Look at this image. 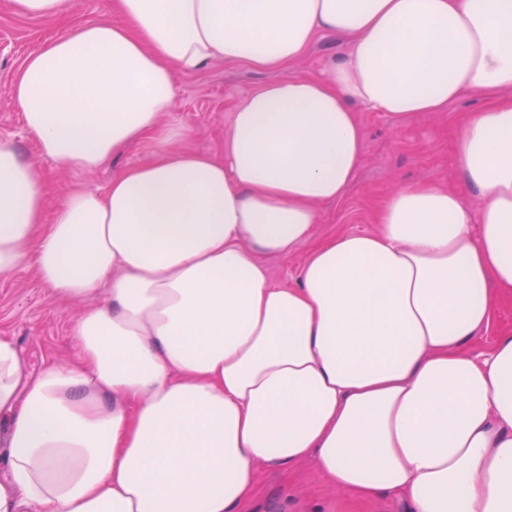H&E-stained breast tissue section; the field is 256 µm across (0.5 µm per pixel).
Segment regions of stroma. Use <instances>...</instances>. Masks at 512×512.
<instances>
[{
    "label": "stroma",
    "instance_id": "stroma-1",
    "mask_svg": "<svg viewBox=\"0 0 512 512\" xmlns=\"http://www.w3.org/2000/svg\"><path fill=\"white\" fill-rule=\"evenodd\" d=\"M67 11L46 20L14 12L11 0H0V140L14 145L26 160L45 173L48 208L66 193L81 188L105 193L115 172L149 160L157 148L146 140L125 147L112 161L92 172H73L42 157L26 129L10 86L25 59L47 40L71 34L89 22L120 23L114 0H68ZM348 48L331 34L317 35L293 64L262 71L217 60L195 73L176 72L175 101L161 119L163 131L173 133V147L219 154L224 146L235 104L260 84L297 75H318L342 62ZM485 104L470 93L449 103L445 111L425 112L395 123L382 113L359 110L364 130V157L358 177L344 198L320 205L316 237L339 232H374L376 212L397 189L418 183L448 187L460 184L458 131L467 113ZM97 298L59 299L36 278L29 265L0 273V335L14 337L22 363L36 374L70 356L73 328L80 315L97 305ZM253 512H405L402 503L382 497L363 500L328 488L314 463L293 474L274 470L261 473Z\"/></svg>",
    "mask_w": 512,
    "mask_h": 512
}]
</instances>
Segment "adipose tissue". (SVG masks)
<instances>
[{"instance_id": "ef3b65f1", "label": "adipose tissue", "mask_w": 512, "mask_h": 512, "mask_svg": "<svg viewBox=\"0 0 512 512\" xmlns=\"http://www.w3.org/2000/svg\"><path fill=\"white\" fill-rule=\"evenodd\" d=\"M116 8L10 88L41 155L75 172L161 137L175 71L280 69L322 33L348 53L241 99L222 155L162 148L51 213L40 166L0 141V272L106 294L39 374L0 336V512H247L257 465L309 459L409 512H512V334L467 348L512 293V0ZM469 92L488 103L461 125L462 188H400L378 231L315 239L361 167L357 106L399 123ZM307 241L298 284L274 283L265 256Z\"/></svg>"}]
</instances>
